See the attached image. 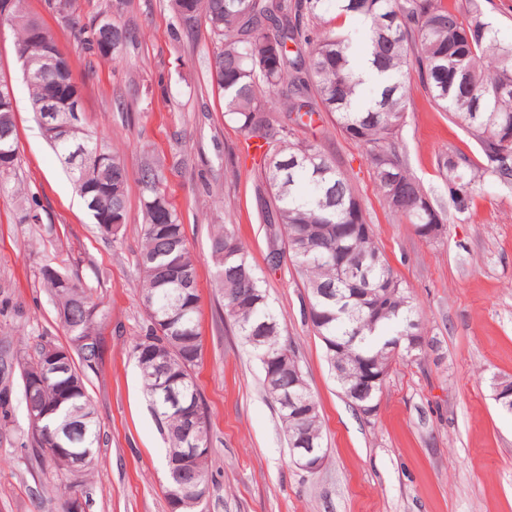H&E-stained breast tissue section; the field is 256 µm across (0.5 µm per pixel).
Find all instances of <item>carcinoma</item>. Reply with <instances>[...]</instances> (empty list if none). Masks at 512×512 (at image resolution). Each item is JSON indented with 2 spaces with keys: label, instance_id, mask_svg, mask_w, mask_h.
Instances as JSON below:
<instances>
[{
  "label": "carcinoma",
  "instance_id": "1",
  "mask_svg": "<svg viewBox=\"0 0 512 512\" xmlns=\"http://www.w3.org/2000/svg\"><path fill=\"white\" fill-rule=\"evenodd\" d=\"M25 0H0L7 8L17 59L51 54L54 70L25 81L32 112L37 119L50 86H62L68 104L58 106L52 119L57 132L49 145L69 170L78 194L100 232L117 240L125 225L111 230L108 209L126 218L130 173L116 150H109L86 129L80 87L73 78L67 54L53 34L26 15ZM175 19L191 32L208 27L216 41L211 67L224 93V119L237 125L247 139L264 145V184L259 196L263 222L272 249L267 263L277 268L291 263L308 293L307 317L321 339L331 373L346 398L353 378L336 374L342 364H373L382 375L372 393L378 399L395 355H412L404 336L420 331L416 306L408 288L378 246L373 225L348 177L316 139L299 138L314 117L330 114L336 129L359 145L369 161L388 210L415 228L448 223V215H462L475 205L478 183L512 187V42L499 38L487 17L486 0H171ZM63 21L73 38L96 54L115 55L130 39V32L112 22V34L103 30L107 19L85 22L76 0H65ZM330 11L359 15L368 30L365 56L372 68L386 75L373 93L359 90L352 66L348 36L324 25ZM415 71L420 86L437 111L446 112L478 146L469 155L447 148L436 155V167L448 185V198L431 196L411 171L400 151L399 138L406 124L409 97L405 79ZM77 107L78 113L70 108ZM283 114L273 127L271 113ZM0 175L14 171L19 160L13 101L0 98ZM163 162L140 169L144 224L137 258L141 297L146 313L145 334L132 345L144 391L158 430L170 448L183 447L186 411L205 407L195 382L201 360L198 289L187 291L182 280L198 283L197 260L183 224L163 189ZM103 193L106 209L92 206ZM10 194L28 204L25 218L39 223L40 202L29 188L0 181V196ZM210 257L218 288L224 298V316L245 342L261 336L252 346L259 360L291 355L288 366L300 367L292 341L283 336L270 309L266 291L250 263L234 225L220 224L210 237ZM41 284L52 296L56 314L68 337L99 336L109 317L104 304L93 297L79 275L45 264ZM153 339L164 350L169 371L176 379L178 398L155 389L156 359L144 351ZM62 346L38 338L16 351H0V386L23 385L25 410L40 405L53 411L46 421H27V440L46 458L50 449L94 453L101 445L92 400L85 386V371L102 362V345L77 351L79 364L72 372L45 381L43 389L28 393L25 382L45 356ZM301 400L312 412L298 416L278 408L287 436L305 433L321 458L323 445L319 405L307 387ZM209 456L200 453L192 463L195 490L209 496ZM67 496L83 493L90 475L69 476L54 470Z\"/></svg>",
  "mask_w": 512,
  "mask_h": 512
}]
</instances>
